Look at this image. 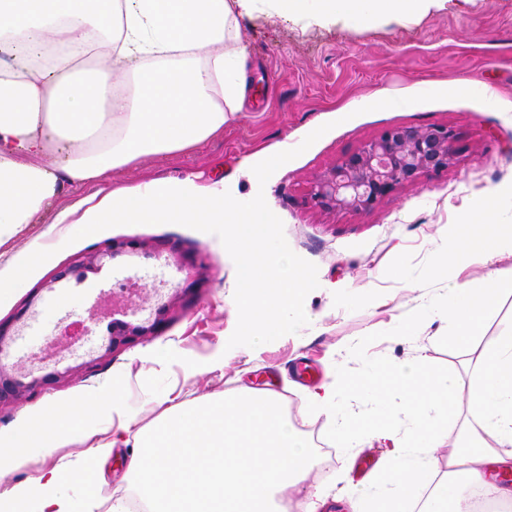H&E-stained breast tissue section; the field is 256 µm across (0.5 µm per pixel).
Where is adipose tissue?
I'll return each mask as SVG.
<instances>
[{"mask_svg": "<svg viewBox=\"0 0 512 512\" xmlns=\"http://www.w3.org/2000/svg\"><path fill=\"white\" fill-rule=\"evenodd\" d=\"M259 0H0V243L32 223L63 184L101 185L86 209L58 212L57 224H224L239 254L237 332L254 347L302 322L299 299L311 287L285 253L269 250L273 222L259 199L240 205L223 189L190 196L157 183L112 187L113 170L146 156L194 147L240 112L246 59L226 53L238 17ZM285 17L323 23L425 15L448 0H266ZM106 38L98 61L92 34ZM512 254V224L456 225L445 263ZM512 293V270L487 272L478 285L449 282L438 305L454 340L481 335L486 314ZM335 381L305 394L309 415L326 416L337 447L378 440L386 452L359 483H347L349 512H469L466 492L484 490L512 504V485L491 481L512 467V331L477 356L470 377L438 374L415 356L364 377L337 365ZM119 396L87 393L48 405L0 441V464H24L53 447L86 413H122ZM453 446L444 472L435 454ZM113 444L84 451L70 473L44 472L35 488L0 492V512H77L68 496L98 488L96 464ZM315 451L271 390L212 402L168 405L131 460L150 512H289L288 490L316 512L328 488L308 485Z\"/></svg>", "mask_w": 512, "mask_h": 512, "instance_id": "adipose-tissue-1", "label": "adipose tissue"}]
</instances>
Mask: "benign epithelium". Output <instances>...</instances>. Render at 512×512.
Returning <instances> with one entry per match:
<instances>
[{"mask_svg": "<svg viewBox=\"0 0 512 512\" xmlns=\"http://www.w3.org/2000/svg\"><path fill=\"white\" fill-rule=\"evenodd\" d=\"M454 130L443 125L395 127L364 143L319 174L310 189L314 206L326 211L374 209L398 186L452 166L457 160ZM94 315L67 324L57 342H75L88 334ZM0 358V403L14 401L22 390L5 382Z\"/></svg>", "mask_w": 512, "mask_h": 512, "instance_id": "obj_1", "label": "benign epithelium"}]
</instances>
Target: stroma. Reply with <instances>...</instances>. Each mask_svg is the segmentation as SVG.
Returning <instances> with one entry per match:
<instances>
[{"instance_id": "1", "label": "stroma", "mask_w": 512, "mask_h": 512, "mask_svg": "<svg viewBox=\"0 0 512 512\" xmlns=\"http://www.w3.org/2000/svg\"><path fill=\"white\" fill-rule=\"evenodd\" d=\"M226 52L248 60L242 112L192 149L146 157L113 171L116 186L159 180L192 194L223 181L226 195L263 200L274 216L267 238L307 273L311 291L299 306L305 323L283 329L254 349L237 333L238 257L220 224H50L20 226L0 245V272L27 252L43 263L0 300V346L12 378L28 384L23 398L0 406V436L9 437L52 402L78 394L118 392L124 416L72 428L40 457L9 469L0 486L33 483L43 469L66 466L85 448L123 440L103 468L101 497L89 512H109L128 497V469L139 432L152 429L171 395L194 404L244 390L279 393L286 414L320 454L308 481L340 490V470L353 457L382 456L365 443L347 453L326 447L330 424L302 415L294 366L315 367L314 385L331 380L346 344L372 341L374 364L391 366L424 352L433 368L466 373L473 355L461 350L440 318L413 344L390 342L398 314L415 288L435 296L433 272L465 221L512 224V0H449L445 9L407 20L319 26L256 11L239 21ZM446 125L456 134L458 161L447 170L398 187L373 210L326 212L313 206L316 175L395 126ZM287 146L275 166L267 153ZM497 200L476 214L473 200ZM121 244L94 270L80 254ZM93 316L91 332L68 349L50 347L61 323ZM143 328L112 340V325ZM228 366L214 368V361Z\"/></svg>"}]
</instances>
